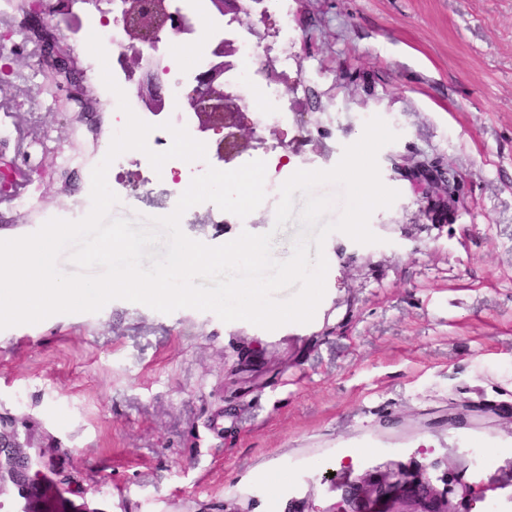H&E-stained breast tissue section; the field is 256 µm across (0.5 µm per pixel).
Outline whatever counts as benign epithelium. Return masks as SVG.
I'll return each instance as SVG.
<instances>
[{
	"mask_svg": "<svg viewBox=\"0 0 512 512\" xmlns=\"http://www.w3.org/2000/svg\"><path fill=\"white\" fill-rule=\"evenodd\" d=\"M169 0H125L124 18L135 17L139 24H124L125 41L118 51L123 68L137 76V94L145 110L154 113L168 111L170 91L162 77L160 61L142 52L147 44H157L162 34H183L192 31V26L178 19L177 13L167 7ZM260 0H208L210 18L230 16L239 21L250 17L253 5ZM74 0H52L33 7L28 13L29 26L45 33L42 51L45 56H55L63 61L66 77L62 84L76 93L83 87V71L71 51L62 44L55 26L47 20L49 16L77 17L73 12ZM237 52L235 40L221 37L214 41L212 60L207 68L194 78L190 90L180 97L182 111L193 113L198 119V131L222 135L218 146L223 158L231 159L249 146V142L264 139L263 131L257 129L247 113L238 105L239 96L224 90V74L234 69L230 57ZM248 130L249 139L243 138L235 129ZM423 185V210L434 214L447 207V198L453 188H444L445 196L434 199L433 188L441 179L438 171L428 164L401 165ZM50 449L42 446L35 436L20 433L15 424L0 420V508L7 502L6 495L14 490L24 504L14 512H99L84 504L78 509H50L45 507L50 485H61L68 477L56 474L48 477L51 468ZM467 469L447 464V470L435 477L429 467L415 463L398 465L379 472H366L359 478L344 473L334 479V487L342 490L340 500L325 512H470V506L487 497V492L512 487V463L508 473L497 482L476 484L468 480Z\"/></svg>",
	"mask_w": 512,
	"mask_h": 512,
	"instance_id": "1",
	"label": "benign epithelium"
}]
</instances>
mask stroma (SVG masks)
<instances>
[{"label": "stroma", "instance_id": "stroma-1", "mask_svg": "<svg viewBox=\"0 0 512 512\" xmlns=\"http://www.w3.org/2000/svg\"><path fill=\"white\" fill-rule=\"evenodd\" d=\"M287 37L257 4L258 66L288 104L296 169L327 170L380 116L397 141L378 154L398 190L370 218L379 243L341 232L324 245L313 320L269 331L125 300L0 330V415L57 451L63 495L97 512H326L331 473L454 462L486 482L512 465V0H286ZM90 32L61 37L93 93L74 123L48 89L19 10L0 12V152L21 168L68 167V186L19 180L0 196V239L77 213L86 166L110 142ZM457 179L449 216L421 212L405 161ZM112 217L166 213L165 175H124ZM202 203L182 231L210 246L272 230L262 205L242 223ZM273 231V230H272ZM476 405L467 425L448 415ZM488 456L472 466L474 447Z\"/></svg>", "mask_w": 512, "mask_h": 512}]
</instances>
